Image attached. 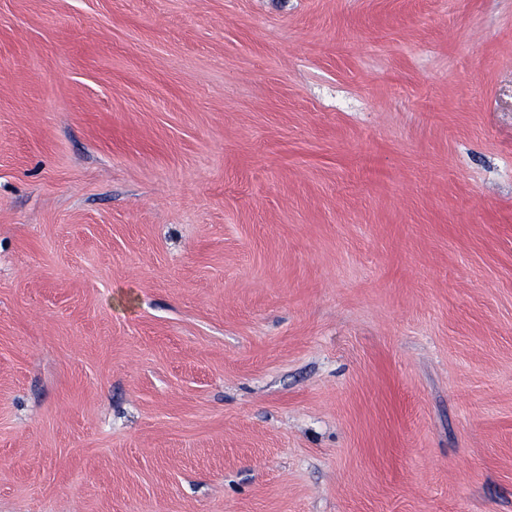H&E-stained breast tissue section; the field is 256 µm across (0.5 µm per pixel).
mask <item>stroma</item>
Returning <instances> with one entry per match:
<instances>
[{
	"label": "stroma",
	"instance_id": "1",
	"mask_svg": "<svg viewBox=\"0 0 512 512\" xmlns=\"http://www.w3.org/2000/svg\"><path fill=\"white\" fill-rule=\"evenodd\" d=\"M0 512H512V0H0Z\"/></svg>",
	"mask_w": 512,
	"mask_h": 512
}]
</instances>
